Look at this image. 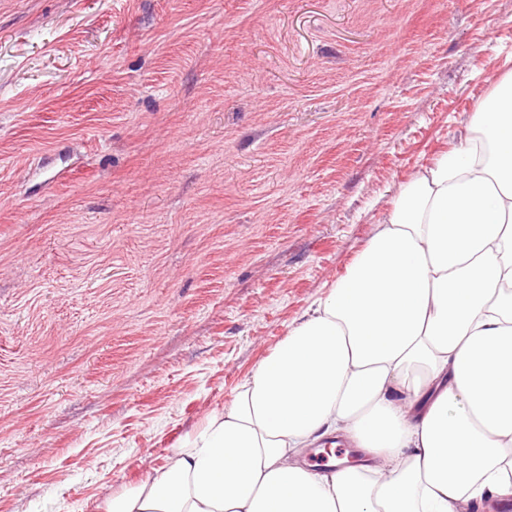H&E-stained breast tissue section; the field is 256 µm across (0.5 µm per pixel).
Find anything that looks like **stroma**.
Instances as JSON below:
<instances>
[{
    "mask_svg": "<svg viewBox=\"0 0 512 512\" xmlns=\"http://www.w3.org/2000/svg\"><path fill=\"white\" fill-rule=\"evenodd\" d=\"M512 74V0H0V512L165 464Z\"/></svg>",
    "mask_w": 512,
    "mask_h": 512,
    "instance_id": "stroma-1",
    "label": "stroma"
}]
</instances>
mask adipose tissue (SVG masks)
<instances>
[{
  "mask_svg": "<svg viewBox=\"0 0 512 512\" xmlns=\"http://www.w3.org/2000/svg\"><path fill=\"white\" fill-rule=\"evenodd\" d=\"M336 437L362 459L301 461ZM512 495V76L229 406L105 512H468Z\"/></svg>",
  "mask_w": 512,
  "mask_h": 512,
  "instance_id": "ef3b65f1",
  "label": "adipose tissue"
}]
</instances>
